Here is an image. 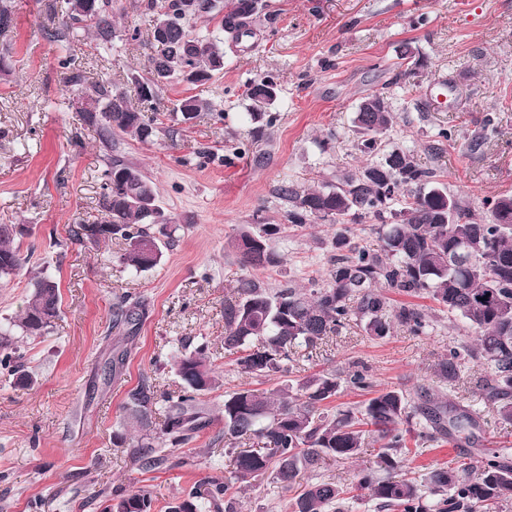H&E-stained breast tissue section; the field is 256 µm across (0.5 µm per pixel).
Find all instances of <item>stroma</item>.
Here are the masks:
<instances>
[{"instance_id": "stroma-1", "label": "stroma", "mask_w": 512, "mask_h": 512, "mask_svg": "<svg viewBox=\"0 0 512 512\" xmlns=\"http://www.w3.org/2000/svg\"><path fill=\"white\" fill-rule=\"evenodd\" d=\"M61 2L11 0L15 25L0 35L7 65L0 73V224L28 229L18 239L24 269L0 281V322L18 314L36 273L55 278L62 300L48 334L18 340L34 384L18 387L0 373V512H102L119 488L151 492L155 512H165L184 488L226 476L229 453L217 439L224 394L260 385L224 351V297L245 274L228 241L244 224L277 225L271 242L281 262L254 278L272 288L326 278L335 224L291 223L280 190L333 185L366 164L353 119L367 96H383L397 116L387 149L434 169L473 210L512 194V0H260L252 36L238 42L225 38L220 16L199 14L189 29L223 39V71L202 86L163 87L157 137L142 143L116 135L108 148L83 124L57 60L72 55L88 81L110 83L136 102V79L156 52L154 16L145 0H112L111 44L98 45L82 29L54 43L44 30ZM263 77L279 89L270 126L246 117L247 87ZM190 95L209 108L185 125L174 107ZM443 128L452 139L439 138ZM475 138L481 146L473 150ZM114 158L142 169L179 226L155 269L125 268L121 240L95 247L69 238L71 226L99 218L101 177ZM122 294L143 298L148 314L121 374L107 384L104 363L117 335L112 304ZM388 296L392 308L424 310L428 334L397 325L376 338L355 318L301 360L296 377L356 366L376 388H399L414 400L424 388L445 390L436 365L460 340L462 320L424 296ZM184 341L206 345L224 387L206 398L209 425L147 472L113 433L141 380L178 391L169 360ZM486 377L485 364L462 366L456 388L479 426L469 437L414 446L407 470L417 483L450 461L477 463L489 449L512 454V425L485 400ZM240 501L242 512H292L291 493L268 477Z\"/></svg>"}]
</instances>
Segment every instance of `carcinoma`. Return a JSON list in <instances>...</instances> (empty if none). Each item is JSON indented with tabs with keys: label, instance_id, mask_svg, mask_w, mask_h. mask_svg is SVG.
Listing matches in <instances>:
<instances>
[{
	"label": "carcinoma",
	"instance_id": "cac0c4a2",
	"mask_svg": "<svg viewBox=\"0 0 512 512\" xmlns=\"http://www.w3.org/2000/svg\"><path fill=\"white\" fill-rule=\"evenodd\" d=\"M180 2L166 0L159 5L149 0L150 9L168 17L170 31L167 39L156 41L148 76L138 81L140 91L155 88L149 97L138 95V107L109 83L87 82L70 55L59 57L66 82L80 99L83 123L96 128L106 146H112L114 135L140 142L157 135L146 113L155 109L162 85L176 70L210 79L224 69L223 40L202 39L200 48L185 49L190 30L181 21ZM243 2L203 0V11L222 15V30L237 40L250 32L239 21ZM60 10L61 25L45 29L49 40L61 42L70 31L82 28L92 31L102 45L112 42V0H98L92 20L83 12V0H63ZM277 95L272 79L252 82L247 90L250 120L273 124L276 116L271 107ZM203 108L205 103L196 96L177 103V111L196 117ZM395 122V114L382 97L365 98L354 119L363 135L360 148L382 157L355 175L343 176L333 187L302 194L281 189L292 204L288 213L292 223L328 219L338 225L334 242L338 255L327 279H311L306 288L288 283L270 289L252 277L239 279L224 297V351L237 355L240 371L252 377L290 374L300 350H315L354 317L365 321L369 334L379 338L390 332L394 322L413 335L425 333L429 321L424 313L409 307L393 312L385 294L387 289L409 295L424 291L475 333L471 344L448 348L438 363V376L451 386L464 362L484 363L488 369L485 398L504 423L512 424V195L485 201V211L479 214L463 205L436 180L434 171L419 167L406 151L394 148L381 153L382 137ZM404 192V207L393 213L395 222L382 225L377 247L351 243L349 221L366 216L383 219L387 205ZM154 194L153 182L138 166L112 161L103 172L99 199L101 223L108 229L97 234L94 223L76 224L72 239L94 245L119 238L125 245L120 260L126 267L140 272L158 266L163 245L153 234V210L143 205ZM275 231L271 224L239 230L231 246L245 269H265L281 262L270 245ZM459 235L475 238L480 247L468 262L451 265L448 255ZM15 239L8 232L0 233V280L18 275L26 264ZM60 312L57 281L47 275L35 277L19 318L0 329V369L12 375L16 385L28 387L33 377L14 334L43 336ZM146 315L145 302L131 294L120 295L112 303L114 328L132 331ZM128 354L122 342L112 345V357L105 362L106 381L120 373ZM172 367L180 378L178 394H159L148 379H142L129 391L125 403L127 424L140 435L130 438L123 431L113 435L116 444L130 443V459L143 470L164 464L163 447L189 443L209 423L205 397L223 386L203 345L193 351L181 347L172 356ZM343 383L362 391L373 387L362 369L323 370L299 379L293 393L278 385L224 393V444H237L241 449L233 452L224 480L193 484L168 512H200L204 503L217 512H237L236 493L249 488L256 478L268 474L291 490L301 474L320 469L327 461L353 462L370 444L378 446L377 464L389 476L377 478L367 472L348 484L308 482L294 498V512H342L345 495L352 491L373 501L377 512H487L495 503L512 502V460L495 450L484 453L476 477L472 476L474 466L466 462L430 471L427 484L440 496L433 503L425 501L414 481L392 476L405 465L409 429L404 424L411 419H418L420 437L430 440L460 435L477 426L473 414L452 394L427 389L413 404L403 391L383 388L354 407L333 414L320 411L321 404L336 396ZM161 402L166 404L165 418L156 428L153 415ZM104 512H152V499L143 490L117 491Z\"/></svg>",
	"mask_w": 512,
	"mask_h": 512
}]
</instances>
